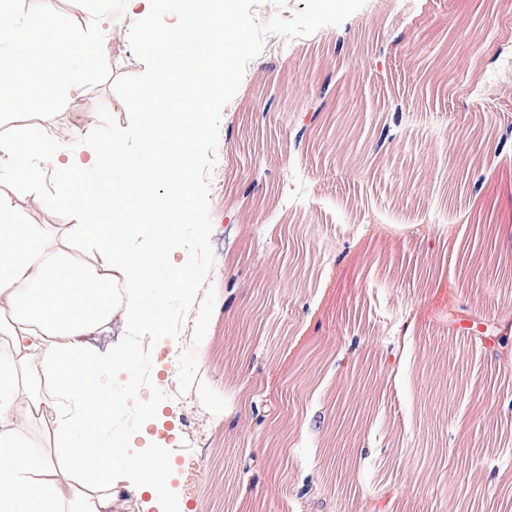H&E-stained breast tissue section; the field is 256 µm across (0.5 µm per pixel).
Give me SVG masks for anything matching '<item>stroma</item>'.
<instances>
[{
	"instance_id": "obj_1",
	"label": "stroma",
	"mask_w": 512,
	"mask_h": 512,
	"mask_svg": "<svg viewBox=\"0 0 512 512\" xmlns=\"http://www.w3.org/2000/svg\"><path fill=\"white\" fill-rule=\"evenodd\" d=\"M375 2L323 34L262 49L222 110L209 189L213 315L194 344L191 307L178 337L160 341L166 363L152 366L179 421V435L164 439L172 484L201 512H352L365 499L395 500L399 512H512L497 497L501 471L512 470V371L439 319L446 307L501 318L512 309V271L475 284L461 260L430 255L421 238L401 236L389 251L369 230L463 213L471 220L461 236L488 215L512 238V154L496 153L494 142L512 130V0H476L469 15L457 0H391L403 13L398 24ZM347 29L352 39L337 47ZM365 29L385 30L386 54L357 47ZM109 51L107 80L79 88L61 109V145L90 112L127 126L113 82L141 74L151 57L118 37ZM323 94L331 111L358 102L380 117L402 105L401 136L387 152L401 177L375 174L364 129L339 149L295 151L290 132L309 124L310 103ZM488 130L492 138L461 167L468 140ZM438 277L444 302L427 286ZM231 279L238 299L228 308ZM412 311L414 344L399 362L392 334ZM190 348L224 413L208 411L193 388L169 396L178 385L171 360ZM256 405L269 410L259 427ZM309 420L325 421L334 447L361 449L349 484L337 485L319 433L303 427ZM281 421L288 441L267 457ZM228 451L259 474L230 496ZM303 473L317 487L308 504L282 492Z\"/></svg>"
}]
</instances>
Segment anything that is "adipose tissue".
I'll return each instance as SVG.
<instances>
[{
    "mask_svg": "<svg viewBox=\"0 0 512 512\" xmlns=\"http://www.w3.org/2000/svg\"><path fill=\"white\" fill-rule=\"evenodd\" d=\"M113 0V32L143 49L157 47L156 33H176L188 54L223 56L209 32L223 26L227 0ZM143 79L152 89L179 81L214 89L221 73L206 65L172 71L153 56ZM180 150L132 153L113 141L115 163L104 184L84 180L103 165L99 151H83L84 133L61 148L54 135L58 115L42 113L36 131L20 130L0 165V512H190L185 500L159 493L149 476L165 460L162 449L131 454L133 438L112 439L105 424L112 396L104 386L135 370L133 348L96 351L90 339L115 319L134 329L150 319L142 288L162 265L179 271L178 223L186 219L193 190L188 176L197 158L194 132L203 115L189 109ZM51 178L52 190L33 201L14 187ZM166 180L163 206H132L131 189L150 193ZM64 207L68 224L28 221V205ZM111 208L113 224L95 221Z\"/></svg>",
    "mask_w": 512,
    "mask_h": 512,
    "instance_id": "1",
    "label": "adipose tissue"
}]
</instances>
